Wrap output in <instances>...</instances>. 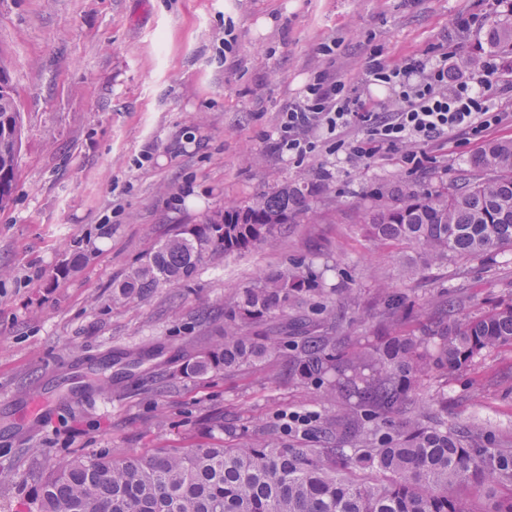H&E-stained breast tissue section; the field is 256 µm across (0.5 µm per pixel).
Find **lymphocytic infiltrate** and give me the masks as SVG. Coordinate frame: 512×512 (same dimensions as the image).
<instances>
[{
    "label": "lymphocytic infiltrate",
    "instance_id": "1",
    "mask_svg": "<svg viewBox=\"0 0 512 512\" xmlns=\"http://www.w3.org/2000/svg\"><path fill=\"white\" fill-rule=\"evenodd\" d=\"M452 53L433 47L422 59L393 63L370 56L369 84L389 93L387 106L375 110L361 102L345 83L324 73L305 88L302 99L286 108L272 149L299 163L318 149L313 131H322L330 151L352 163L368 164L399 154L409 170L429 162L430 150L480 140L512 119L496 105V78L504 60L484 57L478 73L449 80Z\"/></svg>",
    "mask_w": 512,
    "mask_h": 512
}]
</instances>
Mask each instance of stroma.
<instances>
[{
	"instance_id": "stroma-1",
	"label": "stroma",
	"mask_w": 512,
	"mask_h": 512,
	"mask_svg": "<svg viewBox=\"0 0 512 512\" xmlns=\"http://www.w3.org/2000/svg\"><path fill=\"white\" fill-rule=\"evenodd\" d=\"M479 13L461 32L455 19ZM512 12L482 0H0V56L23 121L13 202L0 211V512H25L66 460L228 445L285 416L323 419L319 384L267 363L227 374L184 372L209 348L224 295L299 261L319 289L285 318L341 309L339 333L372 335L379 286L429 315L437 291L478 316L512 299V249L455 258L409 280L397 244L372 246L361 225L379 187L437 189L482 148L472 141L409 171L399 155L350 164L319 150L293 164L268 148L280 114L326 71L381 107L365 62H399L437 45L458 61L491 48ZM152 158L143 161L144 147ZM308 193L316 223L297 218L276 245L206 259L193 279L147 296L113 284L179 224L250 204L284 185ZM354 298H346V289ZM81 368L83 383L66 379ZM55 384L42 428L13 405ZM425 380L422 396L442 386ZM448 423L512 448V347L449 374Z\"/></svg>"
}]
</instances>
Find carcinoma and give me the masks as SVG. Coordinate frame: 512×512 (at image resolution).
<instances>
[{
    "instance_id": "1",
    "label": "carcinoma",
    "mask_w": 512,
    "mask_h": 512,
    "mask_svg": "<svg viewBox=\"0 0 512 512\" xmlns=\"http://www.w3.org/2000/svg\"><path fill=\"white\" fill-rule=\"evenodd\" d=\"M4 136L13 154L0 161V210L13 200L22 148L20 112L0 94ZM376 196L383 202L369 213L363 235L414 246L412 275L512 247V140L487 144L441 189L403 184ZM308 213L303 190L284 186L199 224H180L130 268L119 294L144 296L188 280L206 258L269 244ZM316 287L310 271L295 267L225 296L224 340L186 370L232 372L273 359L292 380L321 381L324 398L336 404L322 423L324 447L295 448L274 429L230 446L118 458L105 451L53 471L29 512H512V451H491L477 431L448 427L445 392L427 402L413 395L424 376L446 378L486 351L512 346V301L471 317L443 297L432 318L404 333L402 296L388 292L384 335L351 350L350 337L337 333L333 307L295 333L270 321L291 296ZM390 417L397 419L394 433L379 437L369 428Z\"/></svg>"
}]
</instances>
